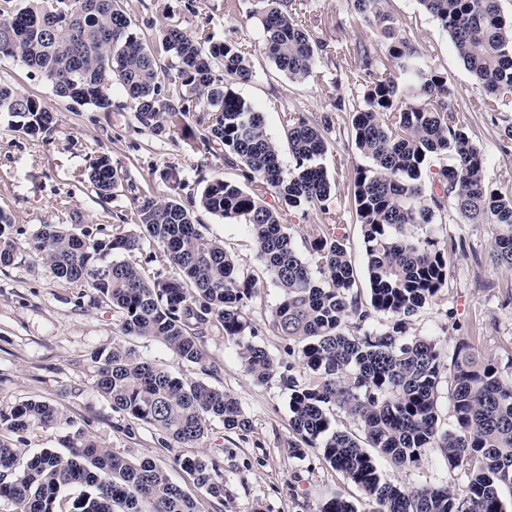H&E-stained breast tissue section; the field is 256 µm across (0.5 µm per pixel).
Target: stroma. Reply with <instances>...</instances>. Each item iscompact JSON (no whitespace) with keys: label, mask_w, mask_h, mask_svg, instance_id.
<instances>
[{"label":"stroma","mask_w":512,"mask_h":512,"mask_svg":"<svg viewBox=\"0 0 512 512\" xmlns=\"http://www.w3.org/2000/svg\"><path fill=\"white\" fill-rule=\"evenodd\" d=\"M252 7L253 0H236L232 5L226 0H128L138 33H145L148 20L158 28L175 21L188 34L207 30L219 39L235 27L256 44L260 32L248 17ZM309 8L320 19L317 36L336 52L321 64L323 79L290 82L257 51L252 56L255 77L236 90L263 112L270 135L278 140L284 137L285 112L332 115L334 127L327 135L322 163L336 184L329 202L335 211L348 201L355 169L367 163L347 128L346 110L354 89L345 61L353 55L356 35L368 27L349 0H309ZM388 9L403 37L416 48L430 49L434 65L447 72L461 110L468 113L470 134L485 151L489 184L512 183V139L504 133L512 125V112L470 111L471 100L482 89L447 32L422 11L417 0H390ZM0 81L39 98L58 124L51 138L42 140L12 131L10 116L0 113V210L11 215L22 245L45 224L111 230L129 216L133 192L166 194L159 178L165 168L177 169L198 191L206 179L233 176L224 166L222 150L206 153L182 142H162L141 128L131 110L104 112L59 98L22 63H0ZM104 154L127 176L108 200L97 198L87 178L92 163ZM199 217L205 236L223 244L241 271L258 276L259 293L246 308L257 329L253 341L272 355L280 371H287L294 358L271 324L281 291L265 273L245 225L205 211ZM413 232L429 233L438 240L449 276L447 285L411 318L409 335L430 337L445 346L469 342L479 353L495 358L503 374L512 373V270L490 262L494 225L466 224L452 211L442 222L414 227ZM117 344L135 348L175 376L202 377L162 343L121 335L115 316L97 292L56 279L23 248L10 266L0 267V409L29 400L57 407L113 453L162 467L172 482L195 498L199 512H319L323 502L337 493L353 500L359 512H373L374 503L326 463L317 449H306L301 457L290 452L294 435L287 390L279 380L259 384L247 376L233 342L218 334L204 337L203 349L217 368L206 380L238 401L250 429L228 431L216 420L204 443L175 448L161 447L155 428L113 410L96 390L92 356ZM201 454L215 459L224 473L223 501L196 488L178 464L179 459ZM381 468L389 480L405 488L448 486L460 496L467 490L463 469L448 468L436 449L420 466L401 470L385 461Z\"/></svg>","instance_id":"35a3bbf8"}]
</instances>
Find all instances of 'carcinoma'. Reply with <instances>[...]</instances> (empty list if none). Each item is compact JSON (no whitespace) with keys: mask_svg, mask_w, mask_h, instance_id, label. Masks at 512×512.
Masks as SVG:
<instances>
[{"mask_svg":"<svg viewBox=\"0 0 512 512\" xmlns=\"http://www.w3.org/2000/svg\"><path fill=\"white\" fill-rule=\"evenodd\" d=\"M354 11L391 40L380 54L370 37L356 38L354 85L363 106L350 114L351 132L368 165L356 169L350 213L361 224L366 251L368 302L343 243L342 216L332 218L300 252L285 223L299 211L307 219L328 213L332 184L320 160L332 117L284 113L291 162L267 131L265 116L235 91L255 72L246 39L232 29L224 40L210 32L194 37L173 22L150 42L133 29L127 0H0V61L20 62L80 106L112 111L119 89L140 125L172 143L186 138L188 119L204 103L199 145L224 146L225 167L238 179L215 177L199 197L182 194L177 172L162 173L165 196L142 191L132 198L130 221L112 235L75 232L44 224L27 250L66 283L94 289L110 305L125 336L164 344L178 359L209 375L213 366L201 339L217 332L234 342L244 371L254 381L276 373L273 358L250 337L255 329L246 306L259 279L241 272L224 246L204 237L196 207L246 226L266 273L281 290L272 325L290 342L300 374H281L289 393V426L296 456L317 448L323 459L377 504L376 512H507L501 487L512 489V376L466 342L451 349L437 340L407 335L409 318L448 281L445 252L430 235L408 236V226L434 222L453 208L467 224H495L490 260L512 269V188L486 180V155L459 119L448 75L433 67L428 49L396 36L389 0H350ZM448 32L465 67L485 93L473 112L512 110V20L500 0H418ZM262 30V48L293 83L322 77L329 44L315 38L307 0H256L251 11ZM0 112L11 128L50 136L56 117L38 99L0 83ZM88 181L100 199L114 197L123 176L103 155ZM12 220L0 211V266L12 264L20 244ZM162 249L168 273L144 267L145 243ZM387 316L364 328L372 315ZM358 319L356 333L343 330ZM97 363L95 385L112 409L160 432V443L197 444L207 421L246 431L250 420L228 393L200 380L171 375L133 348L115 345ZM449 375L454 422L445 428L437 410L438 386ZM342 410L357 431L332 425ZM71 428L65 451L44 448L18 463L10 434ZM434 448L450 468L466 466L468 490L405 489L385 478L378 458L407 469ZM195 485L218 502L224 475L205 456L180 460ZM79 488L69 510L59 496ZM9 512H197V505L165 471L112 453L74 421L45 402L0 409V501ZM320 512H358L340 494Z\"/></svg>","mask_w":512,"mask_h":512,"instance_id":"1","label":"carcinoma"}]
</instances>
